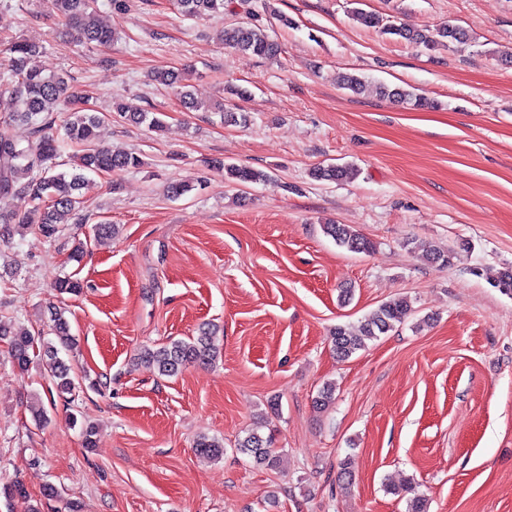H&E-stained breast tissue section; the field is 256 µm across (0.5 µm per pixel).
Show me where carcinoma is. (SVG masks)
<instances>
[{
  "instance_id": "carcinoma-1",
  "label": "carcinoma",
  "mask_w": 512,
  "mask_h": 512,
  "mask_svg": "<svg viewBox=\"0 0 512 512\" xmlns=\"http://www.w3.org/2000/svg\"><path fill=\"white\" fill-rule=\"evenodd\" d=\"M96 0H50L56 15L62 17L68 33L76 42L87 47L105 45L112 41V30L99 24L96 18ZM181 12L190 17L211 16L224 12V0H177ZM383 32L415 43L427 50L448 48L453 44L469 41L468 30L457 25L442 24L433 29H418L405 24L388 25ZM224 44L242 54L261 58H273L280 53L279 46L254 24H234L224 29ZM39 53V46L26 40H14L4 49L7 55V87L0 89V118L10 122L24 121L32 126L31 137L22 144L0 136V197L18 198L27 202L23 210H0V224L4 225L0 240L10 239L11 230L34 228L47 238H54L63 224H82L80 189L84 173H109L140 166L141 160L133 153L116 151L98 143L97 129L103 118L82 107V98L71 91L67 79L56 74H46L31 64ZM154 80L171 88L179 89L180 99L186 111L198 108L192 94L183 89L179 73L165 69L154 74ZM379 94L392 102L414 109L433 108L430 99L402 87L379 86ZM113 111L128 117L135 123L149 122L154 130L164 126L163 113L126 112L119 103ZM65 112L63 124H57L56 113ZM81 147L70 172H56L53 161L61 152L63 141ZM216 169L234 181L257 183L268 174L247 166L218 163ZM312 175L321 180L349 182L357 175L352 165H326L316 167ZM324 233L336 244L355 253L373 250L372 242L346 224H325ZM415 249L428 263L446 268L453 264L458 252L418 244ZM493 287L506 295H512V267L498 272ZM412 313L407 298L402 297L380 304L356 326L338 325L330 336L331 348L336 357L347 359L366 345V341L385 334L402 323ZM50 321L60 344H74L69 325L56 310ZM215 329H204L191 342L174 341L156 349L141 352V360L153 366L162 376H173L190 364H206L217 356L214 343ZM9 337L8 353L12 363L23 370L30 361V354L43 350L48 357L51 375L55 379L59 396L70 395L75 383L70 376L71 368L58 358V349L29 332L0 331ZM273 436H263L253 429L238 443V449L252 457L253 463L269 470L280 466V455L273 448ZM195 451L203 456L220 457L224 445L218 440L198 436L193 443ZM6 499L26 503V512H41L29 503L23 484L17 482L3 488Z\"/></svg>"
}]
</instances>
